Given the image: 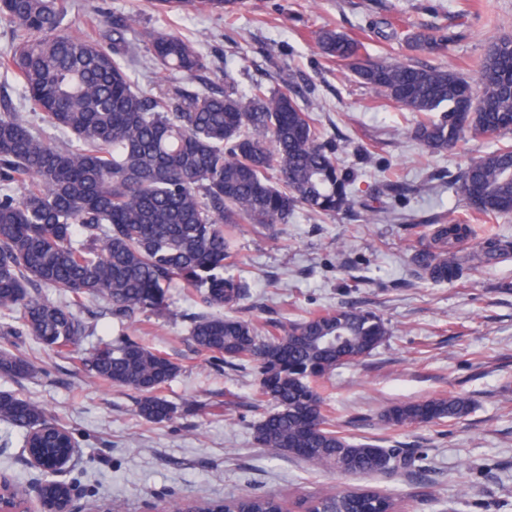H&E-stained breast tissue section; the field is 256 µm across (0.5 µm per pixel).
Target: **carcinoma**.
Here are the masks:
<instances>
[{
	"label": "carcinoma",
	"mask_w": 512,
	"mask_h": 512,
	"mask_svg": "<svg viewBox=\"0 0 512 512\" xmlns=\"http://www.w3.org/2000/svg\"><path fill=\"white\" fill-rule=\"evenodd\" d=\"M67 0H0V21L13 28L0 76L57 135L34 132L9 100L0 101V320L9 336H32L60 352L77 353L88 335L77 310L103 297L112 316L133 320L165 314L168 288L193 289L202 311L190 332L197 351L228 366L253 362L260 385L255 408L272 410L255 424L258 444L310 465L346 475L414 470L422 455L351 436L330 416L320 383L336 369L370 356L388 341V323L355 306L312 313L299 322L270 324L266 335L240 316L248 284L229 272L234 231L261 224L271 236L299 209L325 216L349 212L383 219L356 188L358 175L337 162L336 139H325L314 118L293 98L288 82L241 92L175 87L153 96L135 87L127 71L134 53L126 33L130 15L112 17L111 45L92 34L61 32ZM164 9L221 14L235 0H158ZM412 49L442 55L449 38L406 32ZM321 53L348 64L361 83L419 115L408 136L428 153L468 140L491 148L454 177L460 196L488 219L512 213V37L487 48L478 76L456 70L373 59L363 42L337 29L317 36ZM145 57L186 80L209 69L197 46L174 31L149 30ZM408 187L382 180L377 195L406 198ZM408 229L419 247L414 273L433 283L462 279L481 260L506 258L512 241L488 235L476 250L460 242L469 224H421ZM44 288L70 295L65 303L42 297ZM83 365L97 379L138 394L146 421L173 418L177 407L161 395L178 366L138 339L117 338ZM30 362L0 350V377L23 378ZM473 408L465 395L403 402L381 413L388 427L457 423ZM0 422L26 431L23 447L55 459L76 447L73 432L49 422L35 402L0 390ZM211 512H402L403 500L372 487L300 493L287 502L272 493L205 501Z\"/></svg>",
	"instance_id": "carcinoma-1"
}]
</instances>
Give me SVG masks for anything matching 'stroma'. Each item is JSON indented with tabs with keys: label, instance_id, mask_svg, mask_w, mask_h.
Segmentation results:
<instances>
[{
	"label": "stroma",
	"instance_id": "stroma-1",
	"mask_svg": "<svg viewBox=\"0 0 512 512\" xmlns=\"http://www.w3.org/2000/svg\"><path fill=\"white\" fill-rule=\"evenodd\" d=\"M113 13L136 16L127 34L135 46L147 29H172L196 40L211 62L207 88L223 90L228 76L244 91L288 83L321 130L339 139V164L356 171L362 184L373 183L386 164L417 187L406 213L484 224L512 238V214L485 219L448 182L488 143L425 154L403 133L414 114L373 93L315 43L321 30L339 29L363 41L372 57L449 66L472 79L489 43L512 36V0H240L221 14L166 11L155 0H72L62 28L79 36L97 22L105 44ZM390 23L450 33L447 53L427 55L401 39L381 37ZM417 245L416 235L395 217L367 222L300 209L280 225L275 241L259 225H239L232 271L251 285L241 314L260 328L341 306L372 310L388 322L389 341L337 369L324 382L325 394L347 432L386 447L421 449L426 468L420 476L344 475L259 448L254 425L263 412L250 405L257 369L251 363L228 367L195 349L189 332L198 308L178 286L169 289L161 319L120 323L102 299L82 311L95 329L82 352L123 332L178 365L162 390L178 408L173 419H142L134 392L92 378L76 358L29 336L0 334V349L34 366L22 379L0 377V390L36 401L73 430L77 445L59 479L71 486L76 512H170L176 500L254 491L287 497L365 485L398 495L408 512H512V257L486 261L463 281L435 284L413 274L410 257ZM458 393L473 402L460 423L398 428L380 419L394 403ZM191 400L200 408L184 410ZM2 435L9 442L0 445V475L30 493L32 512H43L35 491L45 474L31 466L20 430L0 423Z\"/></svg>",
	"mask_w": 512,
	"mask_h": 512
}]
</instances>
